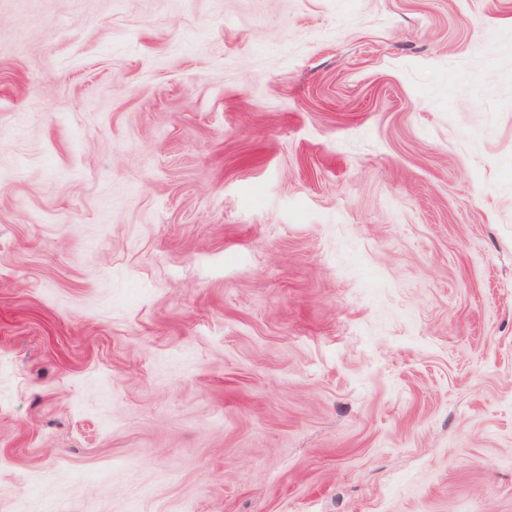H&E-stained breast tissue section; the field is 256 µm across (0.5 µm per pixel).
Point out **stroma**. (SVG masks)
<instances>
[{
	"mask_svg": "<svg viewBox=\"0 0 512 512\" xmlns=\"http://www.w3.org/2000/svg\"><path fill=\"white\" fill-rule=\"evenodd\" d=\"M0 512H512V0H0Z\"/></svg>",
	"mask_w": 512,
	"mask_h": 512,
	"instance_id": "obj_1",
	"label": "stroma"
}]
</instances>
